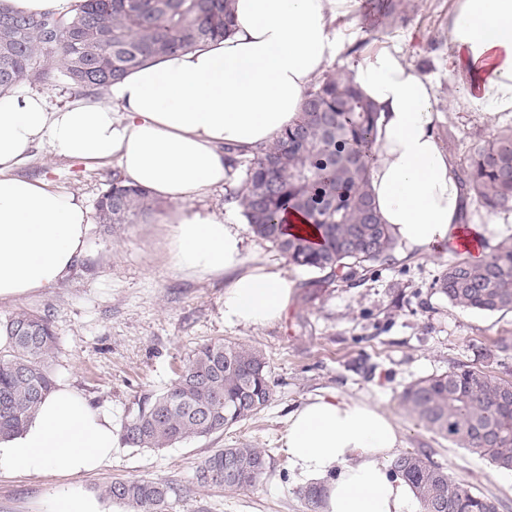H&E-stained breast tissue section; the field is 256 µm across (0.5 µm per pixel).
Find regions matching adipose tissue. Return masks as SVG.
<instances>
[{
  "label": "adipose tissue",
  "mask_w": 512,
  "mask_h": 512,
  "mask_svg": "<svg viewBox=\"0 0 512 512\" xmlns=\"http://www.w3.org/2000/svg\"><path fill=\"white\" fill-rule=\"evenodd\" d=\"M355 0H235L231 35L146 64L113 83L108 102L49 110L37 93L0 98V301L57 287L88 247L89 210L45 181L12 175L28 148L89 162L115 159L128 185L172 202L173 268L223 279L224 322L280 320L294 294L286 269L249 256L242 224L190 203L222 188L225 148L251 156L297 117L313 79L351 38ZM449 40L473 78L464 103L512 111V0H458ZM379 110L370 165L374 204L410 252L463 236L473 209L434 131L432 83L386 42L352 69ZM400 428L373 404L319 396L288 417L286 448L298 476L318 484L322 512H413L407 483L385 461ZM120 438L112 417L58 384L22 430L0 439L1 474L59 469L82 476L105 466Z\"/></svg>",
  "instance_id": "obj_1"
}]
</instances>
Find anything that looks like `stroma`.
Here are the masks:
<instances>
[{
    "instance_id": "1",
    "label": "stroma",
    "mask_w": 512,
    "mask_h": 512,
    "mask_svg": "<svg viewBox=\"0 0 512 512\" xmlns=\"http://www.w3.org/2000/svg\"><path fill=\"white\" fill-rule=\"evenodd\" d=\"M455 0H402L394 18L370 27L363 9L353 15V36L332 69H351L363 41L400 42L407 60L434 85L435 131L454 161H462L478 136L512 127V112H479L460 104L467 82L451 81L457 62L448 39ZM116 161L82 163L34 143L13 175L42 179L94 207ZM167 225L99 224L90 247L59 287L0 302V321L20 310L50 312L59 339L51 361L56 381L68 383L112 414L121 425L135 399L159 392L175 379L200 345L232 341L257 346L271 368L274 395L251 419L224 432L162 450L120 446L100 471L77 479L58 472L1 475L0 512H45L54 493L76 484L97 495L113 480L165 481L177 489L168 512H308L306 487L284 448L289 413L334 394L379 406L395 418L403 448L430 455L458 481L497 498L512 512V477L453 447L411 419L399 402L412 381L459 363L497 375L512 371V313L484 314L453 307L434 283L454 259L450 247L430 255L395 250L393 264L361 284L312 287L315 273L289 266L297 281L281 321L269 325L224 323V282L174 271ZM267 449L271 459L253 487L227 491L198 485L200 463L215 450L238 444Z\"/></svg>"
}]
</instances>
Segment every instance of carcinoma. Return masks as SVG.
Returning <instances> with one entry per match:
<instances>
[{
    "label": "carcinoma",
    "instance_id": "1",
    "mask_svg": "<svg viewBox=\"0 0 512 512\" xmlns=\"http://www.w3.org/2000/svg\"><path fill=\"white\" fill-rule=\"evenodd\" d=\"M376 20L392 17L395 0H366ZM233 0H81L70 17L21 15L0 0V97L23 81L51 79L52 59L70 90L102 92L131 71L174 51L190 52L226 36ZM379 111L351 74L338 71L306 93L296 122L250 158L224 148L230 167H245L224 201L241 209L251 231L290 264L321 274L312 285L354 284L393 258L395 238L376 212L368 164ZM463 193L484 209L512 213V129L473 144L456 168ZM157 202L114 175L99 197L101 224L149 223ZM295 212L318 239L288 230ZM434 287L460 309L512 312V237L478 263L464 255L448 264ZM8 350L0 354V435L19 432L54 389L50 361L57 336L50 315L22 310L3 324ZM270 366L257 347L242 343L200 346L176 380L145 393L121 426L130 448L162 449L223 432L271 401ZM512 378L475 365H457L406 386L400 404L427 431L457 448L512 471ZM268 454L250 445L222 448L199 465L200 486L228 490L254 486ZM390 471L412 488L421 512H499V500L468 488L428 455L399 452ZM175 493L166 482L117 479L107 499L132 512H166Z\"/></svg>",
    "mask_w": 512,
    "mask_h": 512
}]
</instances>
